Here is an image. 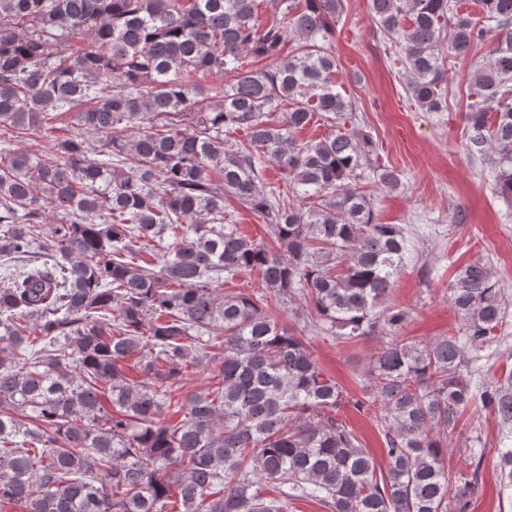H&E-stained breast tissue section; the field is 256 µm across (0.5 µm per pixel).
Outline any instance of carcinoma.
Instances as JSON below:
<instances>
[{
  "label": "carcinoma",
  "instance_id": "1",
  "mask_svg": "<svg viewBox=\"0 0 512 512\" xmlns=\"http://www.w3.org/2000/svg\"><path fill=\"white\" fill-rule=\"evenodd\" d=\"M271 20L262 23L260 5ZM370 0L378 30L428 112L447 106L443 41L474 66L480 100L465 151L512 199V0ZM344 0H0V507L22 512H471L486 445L445 469L463 414L512 424V373L472 376L507 342L508 303L494 270L461 267L449 302L458 334L397 335L390 303L407 242L354 187L376 145L345 127L297 133L352 111L333 82L330 21ZM84 35V49L73 41ZM298 40L288 56L284 46ZM271 62L252 69L247 58ZM224 77V95L203 87ZM290 101L284 120L269 113ZM77 106L100 136L52 139L44 158L10 148ZM134 135L121 136L120 130ZM245 129V145L224 131ZM284 173L269 187L268 165ZM385 188L400 175L376 167ZM237 199L269 228L251 240L224 217ZM59 213L42 238L47 213ZM136 242L151 261L130 252ZM257 274L268 293L224 294ZM301 297L303 328L387 338L352 397L305 337L266 310ZM222 337L224 352L208 351ZM134 362L143 379L129 377ZM211 373L177 406L160 384ZM374 414L386 467L341 418ZM512 489V448L498 449Z\"/></svg>",
  "mask_w": 512,
  "mask_h": 512
}]
</instances>
